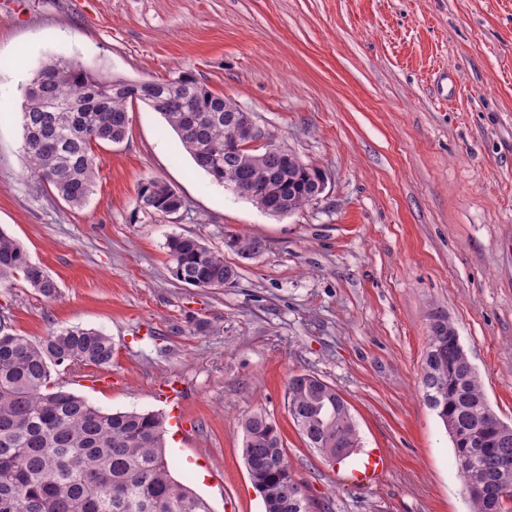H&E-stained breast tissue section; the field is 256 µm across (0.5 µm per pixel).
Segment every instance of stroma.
Segmentation results:
<instances>
[{
    "mask_svg": "<svg viewBox=\"0 0 512 512\" xmlns=\"http://www.w3.org/2000/svg\"><path fill=\"white\" fill-rule=\"evenodd\" d=\"M52 55L133 81L193 74L321 168V199L264 213L138 103L126 139L96 147L87 204L69 206L22 150L20 86ZM150 178L177 212L143 209ZM0 228L58 284L53 300L19 276L0 284V318L34 339L109 336L111 365L60 380L103 410L165 415L171 475L213 512H264L241 451L255 412L276 422L312 512H469L419 381L439 309L512 423V0H0ZM235 233L264 251L241 258ZM179 234L222 251L237 284L178 282ZM303 373L350 405L360 446L344 462L291 420L286 386ZM167 381L184 389L179 410L159 396ZM375 449L382 482L353 484Z\"/></svg>",
    "mask_w": 512,
    "mask_h": 512,
    "instance_id": "35a3bbf8",
    "label": "stroma"
}]
</instances>
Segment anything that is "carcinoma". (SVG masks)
<instances>
[{"label":"carcinoma","instance_id":"1","mask_svg":"<svg viewBox=\"0 0 512 512\" xmlns=\"http://www.w3.org/2000/svg\"><path fill=\"white\" fill-rule=\"evenodd\" d=\"M21 121L23 150L30 171L51 185L72 207L93 194L99 170L94 147L119 144L129 131L128 105L141 102L158 112L176 133L195 165L224 185V171L265 191L277 204L296 211L312 203L314 182L281 161L228 143L225 111L235 103L213 93L193 75L135 83L100 75L75 58L51 56L26 82ZM52 99L68 101L78 112H51ZM223 148L221 163L205 165L201 153ZM144 209L168 213L175 191L149 179L139 190ZM228 247L244 258L265 243L232 234ZM174 277L196 288H224L239 277L199 239L175 235L167 243ZM16 274L45 298L58 286L27 251L0 230V280ZM422 362L423 398L443 426L453 424L465 443L454 448L465 487L478 486L470 512H512V436L497 448L487 442L501 419L491 409L481 377L448 333V316L429 315ZM114 347L94 328L67 327L36 343L0 323V512H212L209 503L176 482L165 454L164 418L159 413L105 412L52 379L62 365L108 366ZM288 413L309 447L342 462L360 439L349 403L322 378L305 373L288 380ZM243 458L265 512H308L299 484L288 467L286 449L274 421L253 413L242 421Z\"/></svg>","mask_w":512,"mask_h":512}]
</instances>
